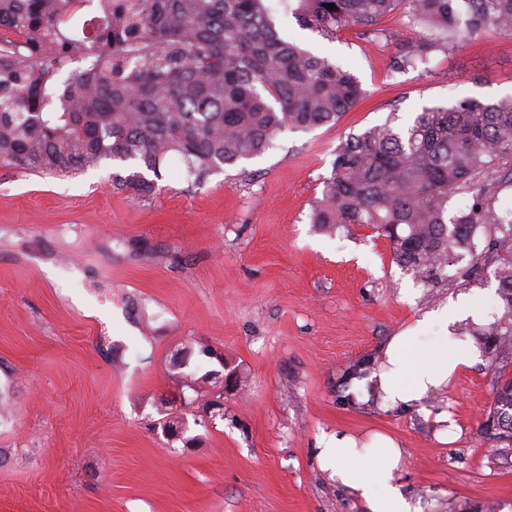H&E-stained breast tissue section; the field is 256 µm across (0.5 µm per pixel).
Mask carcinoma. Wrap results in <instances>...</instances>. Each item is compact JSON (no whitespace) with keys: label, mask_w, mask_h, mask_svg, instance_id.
Listing matches in <instances>:
<instances>
[{"label":"carcinoma","mask_w":512,"mask_h":512,"mask_svg":"<svg viewBox=\"0 0 512 512\" xmlns=\"http://www.w3.org/2000/svg\"><path fill=\"white\" fill-rule=\"evenodd\" d=\"M399 7L422 33L398 41L395 71L425 67L474 34L512 36V0H292L300 26L331 38L377 34ZM70 63L82 67L65 77ZM364 97L348 68L280 34L270 0H0V166L67 177L111 159L156 175L176 156L199 183L262 155L288 126L337 123ZM506 163L512 97L425 107L407 127L388 121L341 140L311 220L330 234L368 225L389 240L393 262L427 281L475 252L483 230L507 313L482 349L512 439V378L496 367L512 349V219L496 194ZM112 187L145 193L152 183L131 171L112 174ZM460 194L473 204L451 216ZM161 425L174 440L188 431L183 417Z\"/></svg>","instance_id":"cac0c4a2"}]
</instances>
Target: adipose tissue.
Instances as JSON below:
<instances>
[{
	"mask_svg": "<svg viewBox=\"0 0 512 512\" xmlns=\"http://www.w3.org/2000/svg\"><path fill=\"white\" fill-rule=\"evenodd\" d=\"M472 318L483 323L482 292L472 288L445 303L417 315L401 332L391 336L378 359L371 381L390 410L422 409L426 400L447 388L459 371L477 356L475 347L458 343L451 331L458 321ZM444 328L427 353L416 342L432 325ZM403 452L391 437L377 434L367 444L345 433L324 436L320 465L330 478L352 489L368 512H417L397 481Z\"/></svg>",
	"mask_w": 512,
	"mask_h": 512,
	"instance_id": "ef3b65f1",
	"label": "adipose tissue"
}]
</instances>
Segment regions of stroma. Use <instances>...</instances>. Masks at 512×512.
<instances>
[{
	"instance_id": "obj_1",
	"label": "stroma",
	"mask_w": 512,
	"mask_h": 512,
	"mask_svg": "<svg viewBox=\"0 0 512 512\" xmlns=\"http://www.w3.org/2000/svg\"><path fill=\"white\" fill-rule=\"evenodd\" d=\"M275 21L297 43L353 68L364 100L336 125L284 129L262 156L188 182L179 161L148 193L112 189L109 160L73 177L0 167V512H366L319 465L322 434L393 436L398 472L422 512H512V441L486 434L494 375L484 358L423 411L350 402L346 369L414 318L456 297L449 266L425 284L391 260L369 226L335 234L310 219L349 133L423 107L512 95V36L391 69L397 10L379 35L328 38ZM414 291L404 301L400 291ZM207 345L223 362L176 349ZM222 369L224 416L202 419L186 373ZM191 420L169 439L159 399ZM454 427L440 436L434 419Z\"/></svg>"
}]
</instances>
